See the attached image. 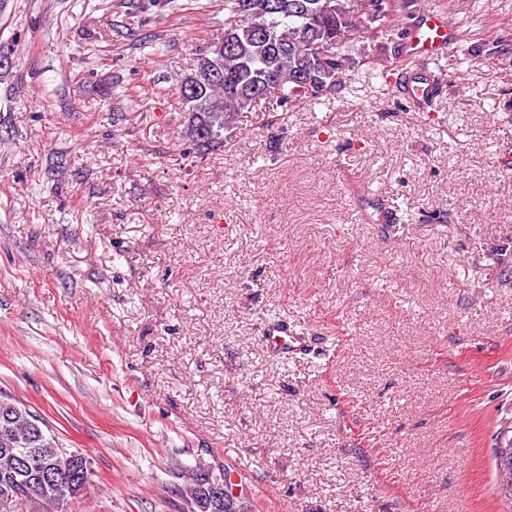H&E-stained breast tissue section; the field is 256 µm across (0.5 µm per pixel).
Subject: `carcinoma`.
Returning <instances> with one entry per match:
<instances>
[{
	"label": "carcinoma",
	"instance_id": "carcinoma-1",
	"mask_svg": "<svg viewBox=\"0 0 512 512\" xmlns=\"http://www.w3.org/2000/svg\"><path fill=\"white\" fill-rule=\"evenodd\" d=\"M407 0H224V48L218 75L199 77L207 67L210 46L200 49L196 69L183 78L175 95L188 114L183 155H206L224 147V130L241 112L276 99L282 105L303 93L318 98L331 90L345 70L351 36L381 28L393 31ZM33 413L23 404L0 414V496L12 491L10 507L43 503L67 512L83 496L90 476L61 488L37 485L43 472L72 473L55 436L32 431ZM501 496L512 512V440L498 450ZM207 475L197 470L186 494L199 505L200 485Z\"/></svg>",
	"mask_w": 512,
	"mask_h": 512
}]
</instances>
